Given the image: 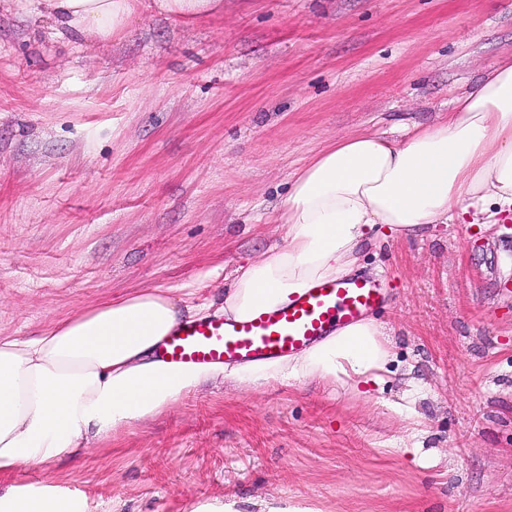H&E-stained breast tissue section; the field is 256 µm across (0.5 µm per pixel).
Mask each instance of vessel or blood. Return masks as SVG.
Returning <instances> with one entry per match:
<instances>
[{
	"label": "vessel or blood",
	"instance_id": "vessel-or-blood-1",
	"mask_svg": "<svg viewBox=\"0 0 512 512\" xmlns=\"http://www.w3.org/2000/svg\"><path fill=\"white\" fill-rule=\"evenodd\" d=\"M382 280L353 276L319 281L287 305L264 309L246 321L214 317L175 328L155 355L182 364H244L287 357L341 327L366 319L386 303Z\"/></svg>",
	"mask_w": 512,
	"mask_h": 512
}]
</instances>
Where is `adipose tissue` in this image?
I'll return each mask as SVG.
<instances>
[{"label": "adipose tissue", "mask_w": 512, "mask_h": 512, "mask_svg": "<svg viewBox=\"0 0 512 512\" xmlns=\"http://www.w3.org/2000/svg\"><path fill=\"white\" fill-rule=\"evenodd\" d=\"M61 33L105 40L136 0H41ZM512 212V61L488 70L439 123L395 141L336 139L299 173L276 218L285 245L238 266L220 306L184 305L172 289L138 291L57 322L40 336H0V476L74 456L114 439L221 380L234 385L315 381L359 391L382 383L393 353L365 319L299 354L229 367L158 360L157 344L186 321H242L288 304L317 280L355 274L376 225L398 237L425 224H492ZM0 512H85L52 486L13 489Z\"/></svg>", "instance_id": "adipose-tissue-1"}]
</instances>
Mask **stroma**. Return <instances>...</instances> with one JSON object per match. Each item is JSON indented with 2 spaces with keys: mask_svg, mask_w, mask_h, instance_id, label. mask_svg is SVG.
Wrapping results in <instances>:
<instances>
[{
  "mask_svg": "<svg viewBox=\"0 0 512 512\" xmlns=\"http://www.w3.org/2000/svg\"><path fill=\"white\" fill-rule=\"evenodd\" d=\"M139 0L107 42L0 0V336L157 287L224 300L284 242L274 217L332 140L430 126L512 58V0ZM389 379L201 389L9 487L86 512H512V217L366 244ZM157 8L167 14L195 17L220 10L222 0H155Z\"/></svg>",
  "mask_w": 512,
  "mask_h": 512,
  "instance_id": "obj_1",
  "label": "stroma"
}]
</instances>
